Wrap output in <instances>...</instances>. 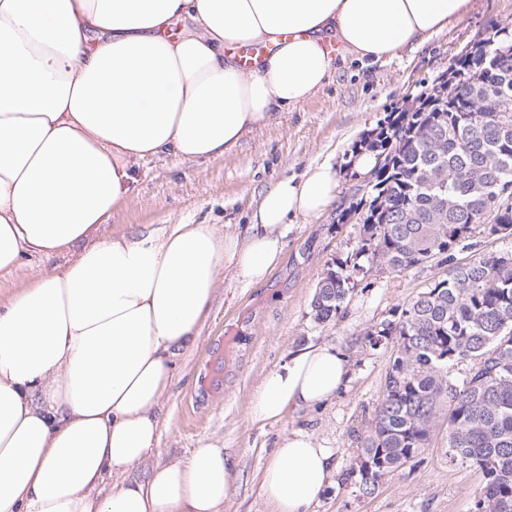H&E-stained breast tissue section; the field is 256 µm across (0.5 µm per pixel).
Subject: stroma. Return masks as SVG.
Wrapping results in <instances>:
<instances>
[{"label": "stroma", "instance_id": "35a3bbf8", "mask_svg": "<svg viewBox=\"0 0 512 512\" xmlns=\"http://www.w3.org/2000/svg\"><path fill=\"white\" fill-rule=\"evenodd\" d=\"M505 22H512V0H471L461 20L425 44L407 47L361 73L334 71L313 96L283 113L279 122L257 128L223 158L182 162L168 157L138 167L128 194L108 219L110 230L211 224L219 232L237 233L250 222L259 195L275 181L300 176L315 163L329 162L339 171L335 204L320 216L289 220L282 260L264 282L245 284L229 267L220 273L199 337L178 359L175 385L160 410L159 444L129 471V478L144 479L156 466L185 459L212 442L225 448L236 466L224 512H273L261 481L276 440L301 429L333 450L339 470L354 464L359 437L383 396L393 352L389 344L371 349L364 334L429 282L445 277L448 268L432 261L393 274H355L343 316L324 326L314 322L311 301L319 281L334 262L356 250L360 239L359 224L336 223L340 204L364 177L341 160L407 98L428 92L467 44L492 36ZM73 257L70 250L49 258L23 257L12 271H0V298ZM320 343L346 351L347 387L327 404L292 408L279 421L253 424L249 403L262 380L291 352ZM446 433V424H438L429 447L389 474L373 496L337 480L312 512H469L483 476L449 462Z\"/></svg>", "mask_w": 512, "mask_h": 512}]
</instances>
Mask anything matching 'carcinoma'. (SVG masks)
Masks as SVG:
<instances>
[{
    "mask_svg": "<svg viewBox=\"0 0 512 512\" xmlns=\"http://www.w3.org/2000/svg\"><path fill=\"white\" fill-rule=\"evenodd\" d=\"M495 66H481L485 52ZM512 55L474 41L430 92L387 117L357 147L383 157L372 179L350 189L336 223L354 219L356 251L319 281V324L343 314L352 274L381 255L401 272L440 259L447 277L423 288L368 329L377 348L395 340L385 394L368 422L354 482L364 496L429 445L447 423L452 463L482 471L471 512H512V251L455 262L472 231L512 236ZM466 363L459 380L448 368Z\"/></svg>",
    "mask_w": 512,
    "mask_h": 512,
    "instance_id": "cac0c4a2",
    "label": "carcinoma"
}]
</instances>
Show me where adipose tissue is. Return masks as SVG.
I'll use <instances>...</instances> for the list:
<instances>
[{"label": "adipose tissue", "mask_w": 512, "mask_h": 512, "mask_svg": "<svg viewBox=\"0 0 512 512\" xmlns=\"http://www.w3.org/2000/svg\"><path fill=\"white\" fill-rule=\"evenodd\" d=\"M469 3L0 0V271L80 249L0 303V512H224L234 470L216 445L143 482L126 473L160 439L157 410L219 272L263 282L289 218L333 203L337 171L312 164L277 181L242 236L210 224L127 235L106 221L136 166L223 157L335 69L424 44ZM259 46L244 66L240 49ZM349 379L339 347L302 348L261 382L249 418L325 403ZM335 473L332 451L296 430L262 494L276 512H310Z\"/></svg>", "instance_id": "adipose-tissue-1"}]
</instances>
